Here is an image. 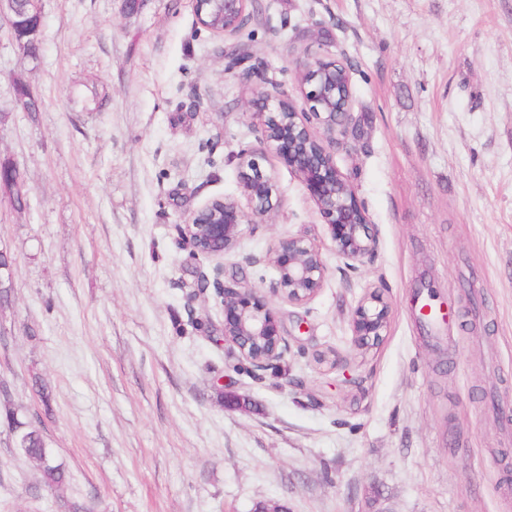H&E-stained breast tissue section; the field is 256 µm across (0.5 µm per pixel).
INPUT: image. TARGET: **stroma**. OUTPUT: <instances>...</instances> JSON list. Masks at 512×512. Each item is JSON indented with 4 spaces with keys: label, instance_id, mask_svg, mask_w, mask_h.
I'll return each instance as SVG.
<instances>
[{
    "label": "stroma",
    "instance_id": "35a3bbf8",
    "mask_svg": "<svg viewBox=\"0 0 512 512\" xmlns=\"http://www.w3.org/2000/svg\"><path fill=\"white\" fill-rule=\"evenodd\" d=\"M262 21L199 28L191 0H43L38 61L0 37V512H512V0H252ZM247 45L251 81L226 74ZM347 64L331 146L366 208L374 258L349 268L301 179L262 162L278 205L223 257L179 226L241 199L258 148L253 86L308 111L295 69ZM23 81L38 112L13 109ZM315 242L309 302L274 299L289 349L251 372L208 281L269 292L278 237ZM390 305L356 348L365 295ZM451 312L443 336L416 317ZM19 409L69 473L45 486L16 448ZM389 308L382 296L371 292L356 307L351 321L354 343L359 348L377 345L388 327Z\"/></svg>",
    "mask_w": 512,
    "mask_h": 512
}]
</instances>
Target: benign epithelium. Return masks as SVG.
<instances>
[{"label":"benign epithelium","instance_id":"7a95c632","mask_svg":"<svg viewBox=\"0 0 512 512\" xmlns=\"http://www.w3.org/2000/svg\"><path fill=\"white\" fill-rule=\"evenodd\" d=\"M250 0H193L197 22L216 34L234 35L252 20ZM41 0H29L27 14L19 13L13 0H0V21L9 26L12 42L24 51L21 35H42ZM302 93L310 104L308 117L288 101L256 89L263 111L254 113L260 133L261 150L239 155L240 183L247 206L233 199L214 198L191 212L180 234L190 251L221 257L243 235L244 226L261 224L274 209L276 184L262 170L259 159L273 151L301 178L306 189L327 219V230L336 256L358 262L372 257L378 240L371 221L354 189L337 169L331 151L310 126V119L321 123L334 136L346 132L350 121L351 79L347 65L336 59L312 57L295 64ZM343 70L344 82L336 85L330 74ZM37 101L29 86L14 84V110L28 111ZM10 177L0 178V187L9 197L26 196V181L20 171L9 166ZM269 264L275 271L273 292L290 304L301 305L322 287L326 266L317 246L302 236H280L272 248ZM224 309V341L256 369H264L283 358L287 349L280 321L270 300L256 288L238 282L227 286L215 282ZM389 308L376 292L356 307L351 321L354 343L359 348L378 344L388 327Z\"/></svg>","mask_w":512,"mask_h":512}]
</instances>
